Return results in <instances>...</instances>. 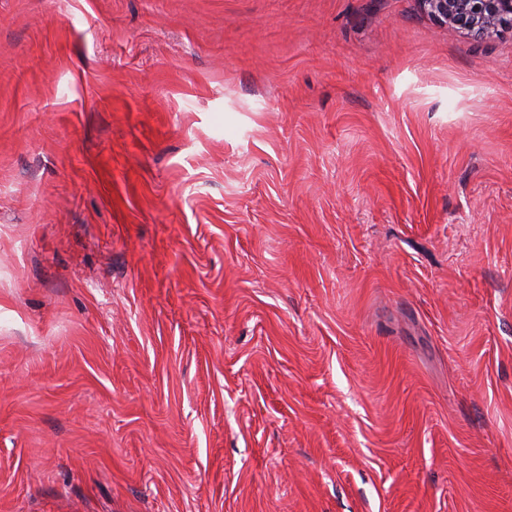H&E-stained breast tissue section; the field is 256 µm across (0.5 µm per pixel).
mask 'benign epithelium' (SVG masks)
<instances>
[{
	"instance_id": "1",
	"label": "benign epithelium",
	"mask_w": 512,
	"mask_h": 512,
	"mask_svg": "<svg viewBox=\"0 0 512 512\" xmlns=\"http://www.w3.org/2000/svg\"><path fill=\"white\" fill-rule=\"evenodd\" d=\"M437 23L474 38H486L502 28L512 29V0H420Z\"/></svg>"
}]
</instances>
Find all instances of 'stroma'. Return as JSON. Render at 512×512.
<instances>
[{
	"label": "stroma",
	"instance_id": "35a3bbf8",
	"mask_svg": "<svg viewBox=\"0 0 512 512\" xmlns=\"http://www.w3.org/2000/svg\"><path fill=\"white\" fill-rule=\"evenodd\" d=\"M0 512H512V30L0 0Z\"/></svg>",
	"mask_w": 512,
	"mask_h": 512
}]
</instances>
